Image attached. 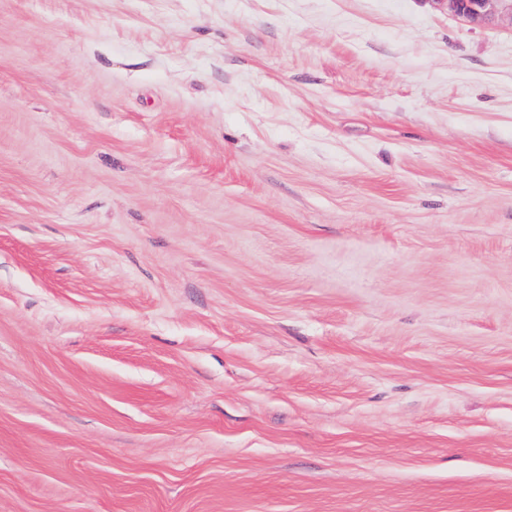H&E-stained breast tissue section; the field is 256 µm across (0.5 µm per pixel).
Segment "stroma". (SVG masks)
I'll return each instance as SVG.
<instances>
[{
	"instance_id": "stroma-1",
	"label": "stroma",
	"mask_w": 512,
	"mask_h": 512,
	"mask_svg": "<svg viewBox=\"0 0 512 512\" xmlns=\"http://www.w3.org/2000/svg\"><path fill=\"white\" fill-rule=\"evenodd\" d=\"M0 512H512V15L0 0Z\"/></svg>"
}]
</instances>
